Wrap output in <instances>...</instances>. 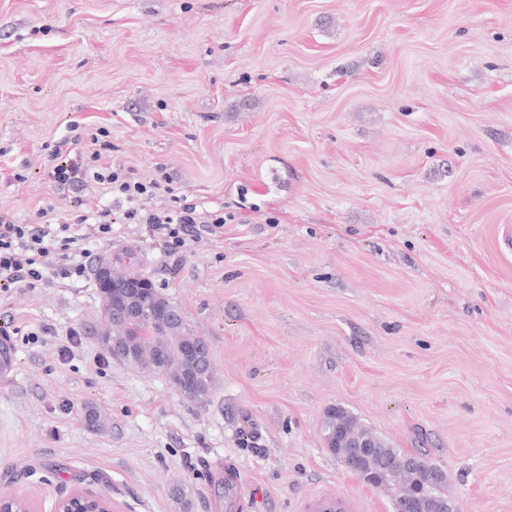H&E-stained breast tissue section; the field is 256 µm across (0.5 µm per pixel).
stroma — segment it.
<instances>
[{"instance_id":"obj_1","label":"stroma","mask_w":512,"mask_h":512,"mask_svg":"<svg viewBox=\"0 0 512 512\" xmlns=\"http://www.w3.org/2000/svg\"><path fill=\"white\" fill-rule=\"evenodd\" d=\"M224 215L177 253L56 157ZM108 210L83 275L0 291V490L119 512H394L321 422L342 407L512 512V0H0V215ZM148 276L204 339L210 400L113 360L93 271ZM106 419L87 427L84 407ZM81 175V167L74 162L64 161L63 163L57 164L52 168L50 172V178L53 183L59 188L69 187L79 181ZM112 498L81 487L73 488L58 499L53 512H112ZM302 512H363L360 499L338 494L333 487L322 488L308 495L301 503Z\"/></svg>"}]
</instances>
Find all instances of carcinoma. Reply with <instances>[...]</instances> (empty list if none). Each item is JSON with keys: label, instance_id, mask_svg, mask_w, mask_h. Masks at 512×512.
<instances>
[{"label": "carcinoma", "instance_id": "1", "mask_svg": "<svg viewBox=\"0 0 512 512\" xmlns=\"http://www.w3.org/2000/svg\"><path fill=\"white\" fill-rule=\"evenodd\" d=\"M128 275L142 280L153 298L152 318L110 322L111 339L125 348L122 361L126 366L143 373L170 374L181 367L190 372L192 384L184 398L196 404L209 400L212 391V366L203 339L193 335L181 323L170 321L175 307L159 296L156 288L146 277L136 272ZM322 434H345L350 438L368 439L376 449L372 465L386 458L404 454L383 437L362 424L352 413L342 407H331L324 415ZM416 463L398 466L386 474L381 488L391 493L393 499L413 491H424L431 496L448 495V473L426 455H415Z\"/></svg>", "mask_w": 512, "mask_h": 512}]
</instances>
